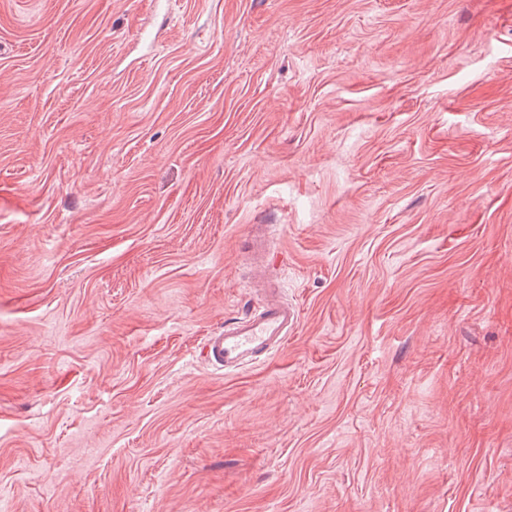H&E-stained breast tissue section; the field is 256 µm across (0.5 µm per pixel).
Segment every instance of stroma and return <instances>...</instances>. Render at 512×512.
Masks as SVG:
<instances>
[{"label": "stroma", "mask_w": 512, "mask_h": 512, "mask_svg": "<svg viewBox=\"0 0 512 512\" xmlns=\"http://www.w3.org/2000/svg\"><path fill=\"white\" fill-rule=\"evenodd\" d=\"M148 2L0 0V512H512V0ZM256 225L248 237L247 252L251 262L246 288L254 295L263 294V302L259 307H252L245 314L225 321L224 327L207 338L203 348L205 360L212 366L223 368L224 373L239 371L261 358L276 354L285 347L299 323L298 311L282 295V289L264 288L276 280L268 261L272 241L259 232L268 224Z\"/></svg>", "instance_id": "35a3bbf8"}]
</instances>
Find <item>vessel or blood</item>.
<instances>
[{"label":"vessel or blood","mask_w":512,"mask_h":512,"mask_svg":"<svg viewBox=\"0 0 512 512\" xmlns=\"http://www.w3.org/2000/svg\"><path fill=\"white\" fill-rule=\"evenodd\" d=\"M271 245L268 236L252 230L247 247L250 276L246 288L252 294H263L262 304L225 321L207 338L203 348L205 360L225 372L239 371L276 354L299 323L296 307L273 285L276 274L268 261Z\"/></svg>","instance_id":"vessel-or-blood-1"}]
</instances>
